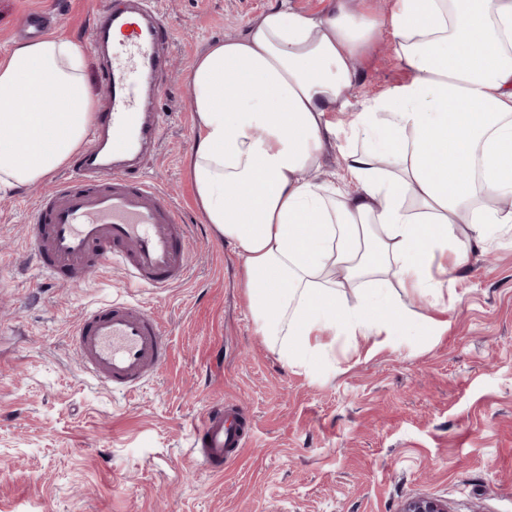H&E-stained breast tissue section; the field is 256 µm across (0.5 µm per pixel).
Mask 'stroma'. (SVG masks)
Segmentation results:
<instances>
[{"instance_id":"obj_1","label":"stroma","mask_w":512,"mask_h":512,"mask_svg":"<svg viewBox=\"0 0 512 512\" xmlns=\"http://www.w3.org/2000/svg\"><path fill=\"white\" fill-rule=\"evenodd\" d=\"M115 0H0V54L25 16L52 35L89 42ZM170 62L157 80L164 124L138 177L176 203L193 242L187 279L163 292L127 287L105 267L67 287L44 282L25 249L35 187L0 194V512H399L416 496L450 512H512V235L449 268L439 295L413 296L420 328L370 351L337 339L315 373L285 365L256 329L240 261L206 224L188 174L193 114L186 76L211 41L233 37L280 5L311 14L328 0H158ZM346 121L408 73L387 40L359 64ZM138 300L170 341L168 361L136 391L86 378L69 347L81 312ZM447 323L438 338L429 321ZM240 405L252 435L222 474L190 448L204 407Z\"/></svg>"}]
</instances>
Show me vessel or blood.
I'll list each match as a JSON object with an SVG mask.
<instances>
[{
  "label": "vessel or blood",
  "mask_w": 512,
  "mask_h": 512,
  "mask_svg": "<svg viewBox=\"0 0 512 512\" xmlns=\"http://www.w3.org/2000/svg\"><path fill=\"white\" fill-rule=\"evenodd\" d=\"M117 31L127 39L112 46L111 60L99 69L107 93L97 133L78 157L73 179L58 181L38 199L27 247L46 278L61 286L88 281L117 263L130 286L162 291L188 276L190 227L156 186L129 180L124 171L160 138L161 116L149 111L148 101L167 65L160 47L168 28L159 9L131 0L96 17L95 44H107ZM69 342L83 372L110 389H136L169 357L164 331L139 302L86 308ZM248 435L242 411L216 400L194 426L193 452L206 472L220 474Z\"/></svg>",
  "instance_id": "1"
}]
</instances>
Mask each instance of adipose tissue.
Listing matches in <instances>:
<instances>
[{"label":"adipose tissue","mask_w":512,"mask_h":512,"mask_svg":"<svg viewBox=\"0 0 512 512\" xmlns=\"http://www.w3.org/2000/svg\"><path fill=\"white\" fill-rule=\"evenodd\" d=\"M379 32L410 77L335 124ZM188 85L197 205L234 247L256 326L287 365L311 374L338 337L416 329L404 298L442 290L436 258L464 266L512 232L501 206L512 199V0L273 7L207 44ZM93 108L81 43L15 44L0 58V188L64 165ZM332 143L346 156L341 180L303 179Z\"/></svg>","instance_id":"adipose-tissue-1"}]
</instances>
